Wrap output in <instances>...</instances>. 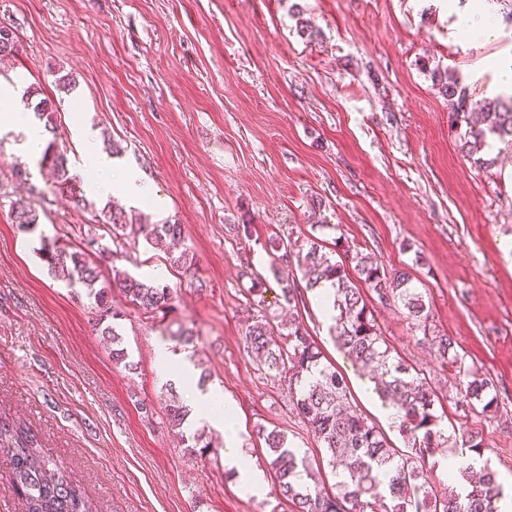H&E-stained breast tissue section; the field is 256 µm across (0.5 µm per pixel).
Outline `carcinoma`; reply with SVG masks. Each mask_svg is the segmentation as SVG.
<instances>
[{
	"mask_svg": "<svg viewBox=\"0 0 512 512\" xmlns=\"http://www.w3.org/2000/svg\"><path fill=\"white\" fill-rule=\"evenodd\" d=\"M435 85L448 98L452 127L466 126L463 147L470 154L479 153L488 138L512 139V108L506 109L490 101H474L448 72H433ZM57 107L49 98L41 99L35 112L46 131L56 129ZM48 143L41 166L50 170L58 184L70 180L64 154ZM13 222L24 230H32L39 216L30 202H12ZM112 241L126 234L163 249L170 241L183 239L180 224H135L121 211H111ZM270 248L280 252L279 263L271 267L278 286L276 305L295 308L302 297L301 286L290 276L288 266L309 275L306 288L331 282L335 289L333 307L336 315L330 332L338 348L351 360L373 373L375 393L392 407L400 418V431L407 439L406 449L392 446L386 434L353 409L344 378L323 363L322 351L301 320L288 322V327L273 325L267 313L265 293L269 283L253 277L245 288L247 300L256 309L244 333L246 352L258 370L287 383L290 402L307 423L331 462L341 461L347 475L336 482L335 491L319 486L318 478L304 456L289 448L287 438L277 428L258 426L267 450V463L278 478L279 495L293 504V512H498L496 499L501 494L496 473L490 469L477 480L464 471L466 503L460 493L440 492L433 485L437 467L435 456L449 439L439 429L435 414V394L426 379L412 372V367L390 354L373 307L362 289L350 277L344 263L324 251L323 243L307 239L302 243L273 238ZM355 263V271L383 306H398L407 317L426 322L428 308L424 295L413 285L407 270L388 272L360 250L346 249ZM43 261L51 273L68 286L86 289L94 300L102 335L112 340V363L127 370L137 369L122 347L116 321L122 312L112 307L109 292L117 287L129 303L147 313H166L172 306L171 288L154 280L138 279L125 270L112 271V283L100 281V274L84 249H75L57 241L44 246ZM438 353L441 363L454 366L459 356L447 336L424 337ZM459 406L467 412L481 411L489 416L497 411V393L492 379L476 373L459 388ZM189 415L176 396L169 398L166 416L171 430H180ZM0 451L11 464L12 486L21 499L22 512H98L84 492L69 479L64 464L45 454L39 434L22 421L0 419Z\"/></svg>",
	"mask_w": 512,
	"mask_h": 512,
	"instance_id": "obj_1",
	"label": "carcinoma"
}]
</instances>
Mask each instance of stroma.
I'll return each instance as SVG.
<instances>
[{"label": "stroma", "mask_w": 512, "mask_h": 512, "mask_svg": "<svg viewBox=\"0 0 512 512\" xmlns=\"http://www.w3.org/2000/svg\"><path fill=\"white\" fill-rule=\"evenodd\" d=\"M491 3L494 34L478 39L465 24L474 0H0V21L18 35L0 78L31 92L0 103V114L53 99V139L71 166L76 124L97 129V152L117 142L194 255L187 270L146 242L113 244L105 210L150 224L151 206L88 195L92 169L55 184L16 135L0 137V415L37 430L99 512H292L272 472L263 497L241 489L224 464L223 432L212 430V447L199 453L183 439L203 420L188 417L179 434L167 428L160 398L171 382L158 373L156 349L172 345L182 324L198 334L190 358L207 388L238 408L242 448L263 462L255 425L280 429L334 486L287 386L244 347L251 310L240 272L249 263L268 274L273 234L343 237L385 269L411 270L427 326L378 308L386 340L431 384L442 433L459 443L478 432L498 478L512 477V145L493 139L480 158L466 155L431 76L452 72L473 100L495 98L490 65L512 55V0ZM301 17L314 39L298 34ZM19 198L39 215L34 230L12 222ZM245 219L253 239L242 243L227 228ZM92 238L111 248L104 278L119 268L176 292L170 313L149 318L113 291L132 373L113 365L85 290L40 260L45 242L81 247ZM298 314L358 413L403 446L398 419L365 397L373 383L337 348L327 321L307 300ZM444 334L465 371L495 381L492 418L457 408V371L424 341Z\"/></svg>", "instance_id": "35a3bbf8"}]
</instances>
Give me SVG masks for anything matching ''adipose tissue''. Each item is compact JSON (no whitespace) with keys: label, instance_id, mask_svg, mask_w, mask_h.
I'll return each mask as SVG.
<instances>
[{"label":"adipose tissue","instance_id":"adipose-tissue-1","mask_svg":"<svg viewBox=\"0 0 512 512\" xmlns=\"http://www.w3.org/2000/svg\"><path fill=\"white\" fill-rule=\"evenodd\" d=\"M96 136L97 132L93 127H81L80 150L92 155L98 169L97 178L87 186L89 193L96 197H104L118 192L129 204L140 205L147 196L148 183L137 170L98 154ZM157 361L163 372L173 373L181 380L183 386L193 388L195 407L206 410V420L213 428L227 433L229 444L224 452L225 462L229 468L235 470L243 487L257 496L265 493L267 484L262 470L238 444L234 422L236 411L233 405L228 403L223 410H211L210 404L215 398L213 391L199 390L193 365L188 360L174 357L166 346H158Z\"/></svg>","mask_w":512,"mask_h":512}]
</instances>
